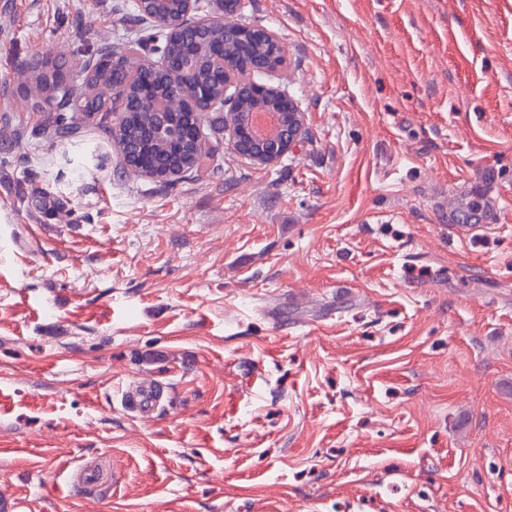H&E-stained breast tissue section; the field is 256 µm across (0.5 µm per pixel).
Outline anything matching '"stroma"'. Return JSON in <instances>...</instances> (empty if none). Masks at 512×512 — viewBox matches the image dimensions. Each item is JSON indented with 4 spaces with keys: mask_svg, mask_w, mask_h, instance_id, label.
Masks as SVG:
<instances>
[{
    "mask_svg": "<svg viewBox=\"0 0 512 512\" xmlns=\"http://www.w3.org/2000/svg\"><path fill=\"white\" fill-rule=\"evenodd\" d=\"M131 3L0 0V495L512 512V0H243L301 134L262 166L212 122L172 184L95 167L99 127L47 147L19 94L37 55L147 32ZM488 167L501 217L469 232ZM145 380L162 408L136 418Z\"/></svg>",
    "mask_w": 512,
    "mask_h": 512,
    "instance_id": "1",
    "label": "stroma"
}]
</instances>
